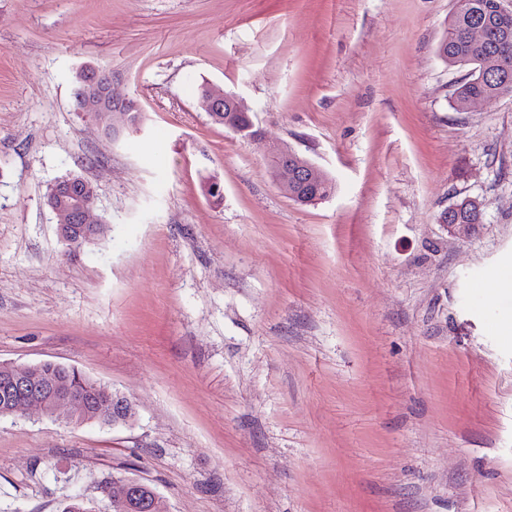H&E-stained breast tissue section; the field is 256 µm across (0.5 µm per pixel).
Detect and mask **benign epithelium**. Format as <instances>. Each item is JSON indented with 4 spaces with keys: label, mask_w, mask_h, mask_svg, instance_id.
<instances>
[{
    "label": "benign epithelium",
    "mask_w": 512,
    "mask_h": 512,
    "mask_svg": "<svg viewBox=\"0 0 512 512\" xmlns=\"http://www.w3.org/2000/svg\"><path fill=\"white\" fill-rule=\"evenodd\" d=\"M75 110L99 121H108L104 134L116 139L125 133L138 131L141 125L131 121V100L113 92L112 71L98 66H86L77 77L74 92ZM210 117L217 112H244L246 108L237 95L226 91L207 89L200 101ZM268 170L284 193L292 196L314 182L323 172L298 153L276 145L268 149ZM97 191L95 186L79 175L72 174L57 184L46 196V202L57 218L61 240L71 249L93 234H100L103 225L92 219ZM40 365H15L12 373L0 385L11 393L10 405L4 414H16L31 408L73 422L86 414L89 399L76 382L66 377L47 380L34 388ZM96 415H112V424H127L135 417L134 403L128 399L99 398L94 404ZM115 512H136L144 507L148 512L162 510L161 498L148 484L124 478L112 479L106 491Z\"/></svg>",
    "instance_id": "1"
}]
</instances>
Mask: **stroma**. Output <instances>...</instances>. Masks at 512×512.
I'll use <instances>...</instances> for the list:
<instances>
[{
    "label": "stroma",
    "mask_w": 512,
    "mask_h": 512,
    "mask_svg": "<svg viewBox=\"0 0 512 512\" xmlns=\"http://www.w3.org/2000/svg\"><path fill=\"white\" fill-rule=\"evenodd\" d=\"M456 6L0 0V364L136 404L114 427L0 417V512H107L115 477L166 512H512V95L455 109ZM86 63L141 133L75 112ZM204 82L261 138L215 123ZM273 144L334 193L289 199ZM69 172L105 224L72 253L46 204ZM466 197L461 239L440 216ZM200 104L213 119L215 118V112H225V114H228V112H247L237 95L216 90L210 86Z\"/></svg>",
    "instance_id": "stroma-1"
}]
</instances>
